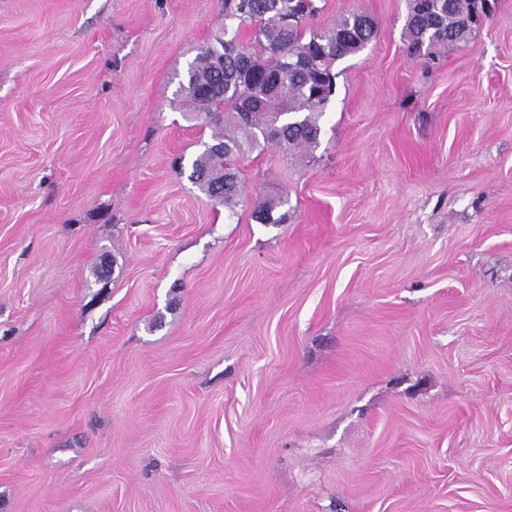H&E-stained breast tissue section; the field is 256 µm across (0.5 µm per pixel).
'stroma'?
Here are the masks:
<instances>
[{"mask_svg":"<svg viewBox=\"0 0 512 512\" xmlns=\"http://www.w3.org/2000/svg\"><path fill=\"white\" fill-rule=\"evenodd\" d=\"M405 7L325 0L376 37L231 212L221 0H0V512H512V0L430 72ZM283 201L277 199H265L259 201L255 210V218L262 224H284L287 213H279Z\"/></svg>","mask_w":512,"mask_h":512,"instance_id":"obj_1","label":"stroma"}]
</instances>
